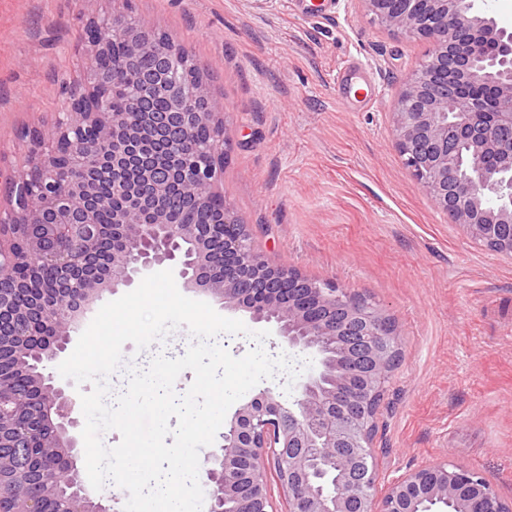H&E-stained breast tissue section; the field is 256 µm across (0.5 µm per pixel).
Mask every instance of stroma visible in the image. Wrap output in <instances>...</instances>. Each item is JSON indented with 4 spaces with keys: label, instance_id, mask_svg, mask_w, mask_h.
<instances>
[{
    "label": "stroma",
    "instance_id": "1",
    "mask_svg": "<svg viewBox=\"0 0 512 512\" xmlns=\"http://www.w3.org/2000/svg\"><path fill=\"white\" fill-rule=\"evenodd\" d=\"M131 0L182 43L223 103L233 141L224 194L274 262L336 282L393 318L403 358L373 445L380 480L442 460L481 471L512 499V259L471 240L403 166L391 112L428 56L362 0ZM80 0H0V168L28 155L23 130L49 124L62 85L83 82ZM361 66L360 90L339 82ZM172 330L122 349L109 379L159 353L183 356Z\"/></svg>",
    "mask_w": 512,
    "mask_h": 512
}]
</instances>
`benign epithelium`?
<instances>
[{
	"instance_id": "benign-epithelium-1",
	"label": "benign epithelium",
	"mask_w": 512,
	"mask_h": 512,
	"mask_svg": "<svg viewBox=\"0 0 512 512\" xmlns=\"http://www.w3.org/2000/svg\"><path fill=\"white\" fill-rule=\"evenodd\" d=\"M87 18L84 53L112 52L119 40L133 55L160 57L182 48L159 41L147 20L125 24L129 10L93 14L94 0H80ZM382 26L428 41L431 51L400 89L393 112L395 147L405 168L440 212L473 241L512 257V31L498 26L487 0H362ZM425 4L420 10L417 4ZM173 111L149 112L134 99L126 111H109L107 82L71 92L46 128L25 132V167L6 178L0 193L11 207L0 211V355L28 366L38 350L52 362L64 353L87 311L107 293L129 288L158 269L175 271L187 288L272 324L290 347L312 354L319 368L308 374L288 403L264 389L241 404L224 427L210 458L205 488L210 512H268L266 464L273 463L288 493V512H512L498 488L480 472L441 462L379 484L373 448L377 404L401 356L395 322L376 303L335 283L270 261L250 225L224 201V247H212L211 225L171 224L167 180L142 165L133 181L125 170L145 131L165 135L181 154L175 174L189 187L196 210L224 194V158L231 139L223 104L200 88L187 94L156 75ZM112 136L92 149L88 133L105 122ZM217 136L206 156L194 146L197 130ZM112 152V191L129 206L112 224L127 235L112 264L96 269L101 240L95 196L86 172ZM152 219L141 223L144 205ZM49 269L51 284L29 287L17 279L33 267ZM224 269L209 278L210 268ZM82 406L73 385L40 370L29 372L17 396L0 388V512H109L77 465ZM48 434L36 455L31 440ZM54 507L49 509L47 504Z\"/></svg>"
}]
</instances>
